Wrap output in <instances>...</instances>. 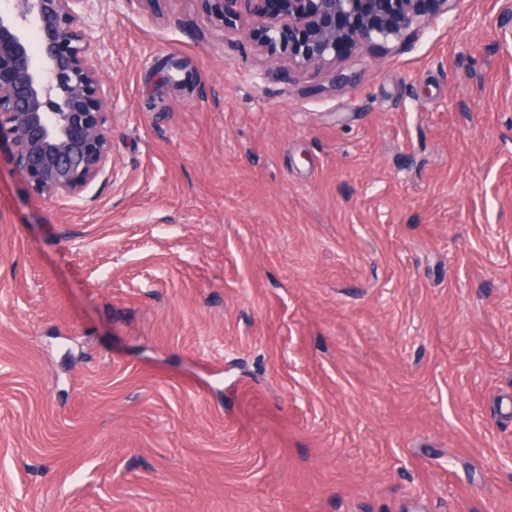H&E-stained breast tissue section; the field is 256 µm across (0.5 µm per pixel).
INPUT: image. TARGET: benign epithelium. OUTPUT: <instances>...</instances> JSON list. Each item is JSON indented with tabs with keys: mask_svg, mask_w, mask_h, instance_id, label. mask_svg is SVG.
I'll return each mask as SVG.
<instances>
[{
	"mask_svg": "<svg viewBox=\"0 0 512 512\" xmlns=\"http://www.w3.org/2000/svg\"><path fill=\"white\" fill-rule=\"evenodd\" d=\"M95 0L0 5V145L38 196L74 197L112 152L107 91L96 68ZM224 32L249 36L276 59L319 71L356 51L401 44L456 0H204ZM37 39L30 46V36Z\"/></svg>",
	"mask_w": 512,
	"mask_h": 512,
	"instance_id": "7a95c632",
	"label": "benign epithelium"
}]
</instances>
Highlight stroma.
Listing matches in <instances>:
<instances>
[{"label": "stroma", "mask_w": 512, "mask_h": 512, "mask_svg": "<svg viewBox=\"0 0 512 512\" xmlns=\"http://www.w3.org/2000/svg\"><path fill=\"white\" fill-rule=\"evenodd\" d=\"M511 5L335 88L100 0L105 173L0 150V512H512Z\"/></svg>", "instance_id": "1"}]
</instances>
